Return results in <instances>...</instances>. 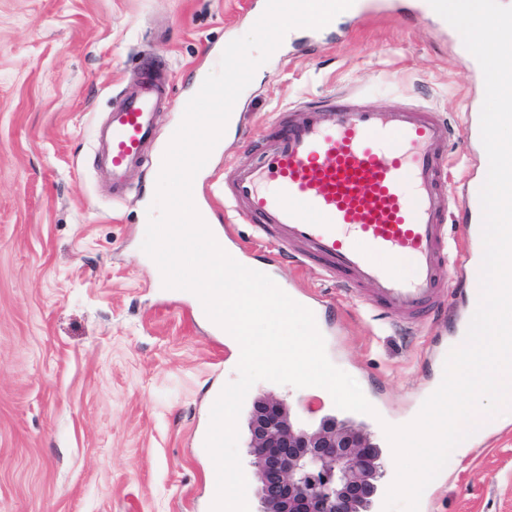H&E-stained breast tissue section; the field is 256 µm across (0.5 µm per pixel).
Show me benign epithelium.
<instances>
[{
  "label": "benign epithelium",
  "instance_id": "benign-epithelium-1",
  "mask_svg": "<svg viewBox=\"0 0 512 512\" xmlns=\"http://www.w3.org/2000/svg\"><path fill=\"white\" fill-rule=\"evenodd\" d=\"M249 431L262 512H353L375 485L377 460L353 429L298 428L284 403L262 397L249 412Z\"/></svg>",
  "mask_w": 512,
  "mask_h": 512
}]
</instances>
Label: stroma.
<instances>
[{
	"instance_id": "35a3bbf8",
	"label": "stroma",
	"mask_w": 512,
	"mask_h": 512,
	"mask_svg": "<svg viewBox=\"0 0 512 512\" xmlns=\"http://www.w3.org/2000/svg\"><path fill=\"white\" fill-rule=\"evenodd\" d=\"M261 2L0 0V512H210L201 438L208 400L237 379V365L191 292L156 281L141 245L163 142ZM389 3L323 35L306 58L295 31L256 70L239 98L241 129L225 131L199 179L195 204L213 223L253 237L224 209V175L292 105L348 89L374 109L433 106L458 127L482 104L484 77L464 61L458 31L403 19L413 0ZM146 54L163 63L172 100L129 177L133 192L116 200L93 167L96 128ZM269 273L282 290L333 304L326 354L377 407L347 412L305 387L256 382L238 419L245 477H254L246 410L270 396L300 427L346 418L380 446L370 512H383L396 474L384 427L416 418L438 381L433 341L454 345L467 307L452 303L446 320L406 333L318 261L285 258ZM478 439L451 454L419 512H512V419Z\"/></svg>"
}]
</instances>
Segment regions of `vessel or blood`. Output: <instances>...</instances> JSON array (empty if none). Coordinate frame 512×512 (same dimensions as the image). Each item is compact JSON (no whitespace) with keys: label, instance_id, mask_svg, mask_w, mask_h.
Masks as SVG:
<instances>
[{"label":"vessel or blood","instance_id":"1","mask_svg":"<svg viewBox=\"0 0 512 512\" xmlns=\"http://www.w3.org/2000/svg\"><path fill=\"white\" fill-rule=\"evenodd\" d=\"M378 6L355 0L325 30ZM163 71L141 60L134 91L98 131L102 169L115 194L129 191V172L156 133L167 96ZM455 137L468 149L480 145L479 115L458 131L428 106L375 110L345 91L309 100L280 113L271 132L253 141L257 158L230 170L224 203L268 240L269 257L292 252L319 260L340 288L409 329L446 311L439 268L450 251L449 218L473 235L483 220L478 179L448 186V143ZM404 254L414 262L409 277L394 265Z\"/></svg>","mask_w":512,"mask_h":512}]
</instances>
